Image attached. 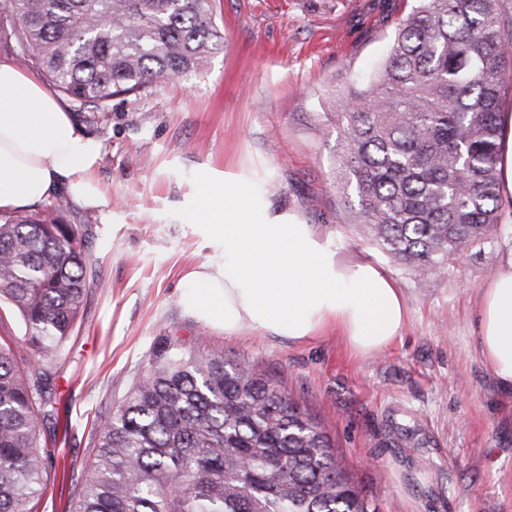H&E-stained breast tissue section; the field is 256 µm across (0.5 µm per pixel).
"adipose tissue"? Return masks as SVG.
<instances>
[{
	"instance_id": "1",
	"label": "adipose tissue",
	"mask_w": 512,
	"mask_h": 512,
	"mask_svg": "<svg viewBox=\"0 0 512 512\" xmlns=\"http://www.w3.org/2000/svg\"><path fill=\"white\" fill-rule=\"evenodd\" d=\"M102 152L36 73L0 58V213L33 209L62 187L82 207L109 206L95 178ZM201 199L204 233L223 260L192 274L181 302L193 315L228 335L247 327L297 344L333 326L358 355L401 336L408 307L379 265L345 262L311 225L266 211L245 183L206 179ZM476 331L484 361L511 390L512 258L481 291Z\"/></svg>"
}]
</instances>
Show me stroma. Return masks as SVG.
<instances>
[{
  "label": "stroma",
  "instance_id": "1",
  "mask_svg": "<svg viewBox=\"0 0 512 512\" xmlns=\"http://www.w3.org/2000/svg\"><path fill=\"white\" fill-rule=\"evenodd\" d=\"M414 0H216L224 45L205 70L116 98L85 132L104 145L96 177L111 212L90 218L94 284L61 359L54 454L40 512H68L101 420L143 375L161 337L207 341L250 359L331 438L378 512H512V392L481 357V288L512 256V215L442 274L401 269L349 223L336 184L340 139L326 98L370 79ZM206 176L250 183L271 213L293 215L352 262L380 264L408 306L402 335L369 358L335 330L303 344L225 335L181 305L188 276L216 249L191 221Z\"/></svg>",
  "mask_w": 512,
  "mask_h": 512
}]
</instances>
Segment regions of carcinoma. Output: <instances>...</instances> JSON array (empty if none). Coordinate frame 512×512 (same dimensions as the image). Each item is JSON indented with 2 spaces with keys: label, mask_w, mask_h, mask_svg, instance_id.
<instances>
[{
  "label": "carcinoma",
  "mask_w": 512,
  "mask_h": 512,
  "mask_svg": "<svg viewBox=\"0 0 512 512\" xmlns=\"http://www.w3.org/2000/svg\"><path fill=\"white\" fill-rule=\"evenodd\" d=\"M389 55L333 104L351 223L406 269L444 268L491 242L500 208V120L512 68L502 0H415ZM215 0H3L21 47L81 109L202 72L224 45ZM58 198L0 219V300L29 354L0 343V512H39L54 414L47 360L64 354L92 267L89 220ZM70 512H373L314 419L258 366L169 337L101 422Z\"/></svg>",
  "instance_id": "carcinoma-1"
}]
</instances>
